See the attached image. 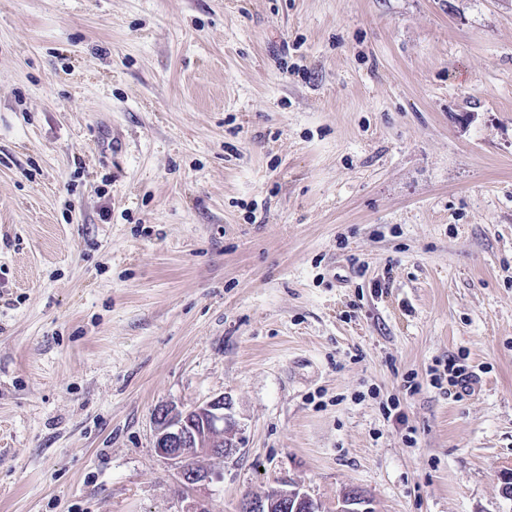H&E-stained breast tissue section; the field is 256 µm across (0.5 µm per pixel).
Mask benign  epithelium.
<instances>
[{
  "label": "benign epithelium",
  "mask_w": 512,
  "mask_h": 512,
  "mask_svg": "<svg viewBox=\"0 0 512 512\" xmlns=\"http://www.w3.org/2000/svg\"><path fill=\"white\" fill-rule=\"evenodd\" d=\"M231 401L220 395L188 410L162 405L155 413V450L177 465L183 485L209 479L212 471L200 468L196 460L208 457L222 462L236 451L234 422L228 410ZM240 512H321L318 503L295 485L275 488L263 496L245 498ZM339 512H372L367 494L351 488L342 496Z\"/></svg>",
  "instance_id": "obj_1"
}]
</instances>
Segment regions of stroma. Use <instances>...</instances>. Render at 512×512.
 Masks as SVG:
<instances>
[{
    "label": "stroma",
    "instance_id": "1",
    "mask_svg": "<svg viewBox=\"0 0 512 512\" xmlns=\"http://www.w3.org/2000/svg\"><path fill=\"white\" fill-rule=\"evenodd\" d=\"M220 395L184 488L155 410ZM511 474L512 0H0V512Z\"/></svg>",
    "mask_w": 512,
    "mask_h": 512
}]
</instances>
